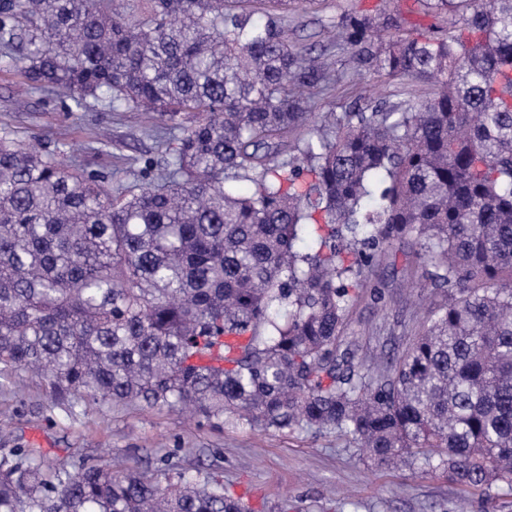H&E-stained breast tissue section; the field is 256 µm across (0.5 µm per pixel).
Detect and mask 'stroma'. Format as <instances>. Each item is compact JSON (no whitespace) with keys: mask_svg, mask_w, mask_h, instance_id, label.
Masks as SVG:
<instances>
[{"mask_svg":"<svg viewBox=\"0 0 512 512\" xmlns=\"http://www.w3.org/2000/svg\"><path fill=\"white\" fill-rule=\"evenodd\" d=\"M256 19L280 22L290 41L313 47L331 63V83L313 93V112H339L354 104L431 96L425 81L388 79L359 67L354 49L336 43L330 25L342 15L376 16L387 35L416 37L447 32L454 17L423 0H293L288 9L252 0ZM28 142L46 139L65 165L80 164L110 183L139 179L146 159L166 171L168 140L151 114L96 106L69 111L55 95L22 94L12 71L0 68V131ZM407 247L394 244L376 269L384 298L360 300L348 327L362 353L393 350L414 334L422 314L406 283ZM32 446L58 465L111 462L120 471L136 465L202 469L224 479L229 494L253 512H512V493L485 501L464 494L445 473L372 465L359 449L333 433H264L220 429L178 411L142 410L86 402L67 412L50 397L42 379L21 371L0 384V448Z\"/></svg>","mask_w":512,"mask_h":512,"instance_id":"1","label":"stroma"}]
</instances>
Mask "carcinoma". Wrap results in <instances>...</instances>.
<instances>
[{"label":"carcinoma","instance_id":"carcinoma-1","mask_svg":"<svg viewBox=\"0 0 512 512\" xmlns=\"http://www.w3.org/2000/svg\"><path fill=\"white\" fill-rule=\"evenodd\" d=\"M426 4L462 25L336 29L361 66L440 91L331 112L290 144L330 73L244 0H0V57L31 89L181 130L167 172L115 192L0 136V370L70 408L335 433L377 466L512 491V0ZM241 171L248 196L226 185ZM397 242L437 300L404 346L358 360L351 309L382 299L371 274ZM0 512L251 509L207 472L69 470L17 447Z\"/></svg>","mask_w":512,"mask_h":512}]
</instances>
